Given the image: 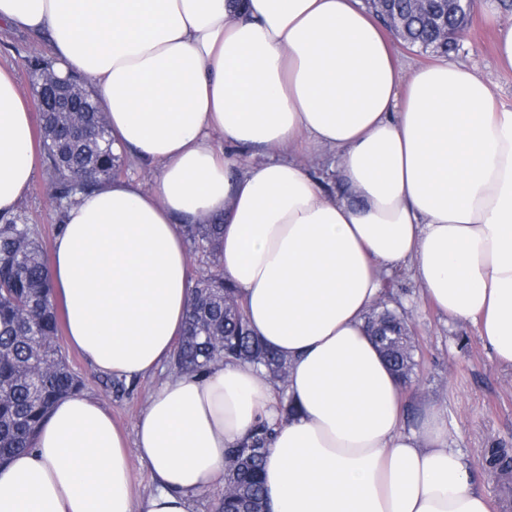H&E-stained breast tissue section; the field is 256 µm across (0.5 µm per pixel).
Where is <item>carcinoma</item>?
Masks as SVG:
<instances>
[{"label": "carcinoma", "mask_w": 512, "mask_h": 512, "mask_svg": "<svg viewBox=\"0 0 512 512\" xmlns=\"http://www.w3.org/2000/svg\"><path fill=\"white\" fill-rule=\"evenodd\" d=\"M389 9L408 17L407 42L413 48H435L448 54L456 45L440 42L426 15L409 10V0H389ZM95 112H47L40 118V136L53 197L72 202V181L83 178L81 191L122 174L123 161L112 152V136L102 127L94 141L78 127L94 125ZM184 233L194 251L208 261L197 278L187 310L183 338L174 366L203 374L216 360H241L263 370L277 388L283 386L288 361L253 336L243 305L224 280L220 252L223 225L215 219L187 224ZM49 264L37 225L23 211L0 215V464L32 447L33 436L61 397L83 388L63 354L61 318L52 299ZM370 335L398 378L411 379L417 367L414 347L406 345V314L380 302L370 312ZM273 428L260 423L243 448H229L224 473L227 492L221 512H263L266 509L262 471Z\"/></svg>", "instance_id": "cac0c4a2"}]
</instances>
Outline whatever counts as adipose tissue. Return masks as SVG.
I'll use <instances>...</instances> for the list:
<instances>
[{
    "label": "adipose tissue",
    "mask_w": 512,
    "mask_h": 512,
    "mask_svg": "<svg viewBox=\"0 0 512 512\" xmlns=\"http://www.w3.org/2000/svg\"><path fill=\"white\" fill-rule=\"evenodd\" d=\"M1 25L47 36L113 151L155 173L66 207L49 271L68 342L104 374L168 375L131 438L95 398L59 400L0 468V512H195L225 449L263 420L278 423L271 512H490L445 409L406 428L404 387L365 324L406 270L512 368V109L472 69L402 73L362 0H0ZM38 166L29 101L0 69V214ZM211 216L253 334L288 360L287 420L251 364L170 367L192 287L184 227Z\"/></svg>",
    "instance_id": "obj_1"
}]
</instances>
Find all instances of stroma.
Segmentation results:
<instances>
[{"label":"stroma","mask_w":512,"mask_h":512,"mask_svg":"<svg viewBox=\"0 0 512 512\" xmlns=\"http://www.w3.org/2000/svg\"><path fill=\"white\" fill-rule=\"evenodd\" d=\"M491 0H476L471 24L452 64L473 67L488 84L496 101L512 107V69L502 68L497 58V28L484 19ZM48 39L0 30V67L11 69L25 92L33 86L24 65L28 56L47 57ZM21 208L38 224L45 247H52L57 235L59 207L52 199L44 170H37ZM396 289L410 303L408 316L422 348L416 383L405 390V424L417 428L424 411L433 404L448 410V445L473 465H480L484 449L512 448V369L500 366L492 350L480 338L472 323L442 317L421 296L408 272L393 275ZM65 354L72 369L83 379V394L102 401L113 420L132 433L148 396L159 385L160 376H146L126 383L115 392L110 376L101 375L74 349Z\"/></svg>","instance_id":"35a3bbf8"}]
</instances>
